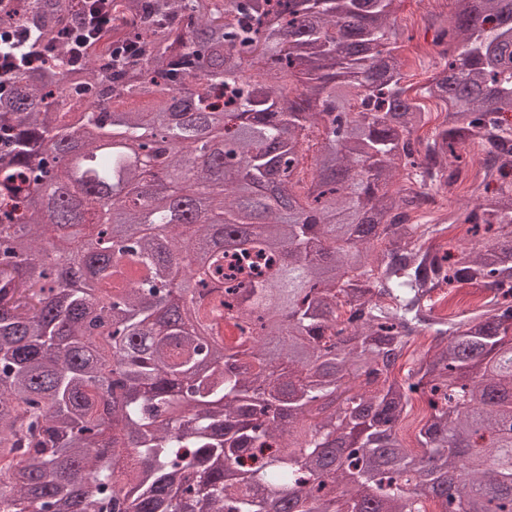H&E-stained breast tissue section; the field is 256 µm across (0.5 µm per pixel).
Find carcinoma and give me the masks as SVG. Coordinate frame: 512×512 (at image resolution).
<instances>
[{
    "instance_id": "1",
    "label": "carcinoma",
    "mask_w": 512,
    "mask_h": 512,
    "mask_svg": "<svg viewBox=\"0 0 512 512\" xmlns=\"http://www.w3.org/2000/svg\"><path fill=\"white\" fill-rule=\"evenodd\" d=\"M456 4L423 143L395 0H0V36L43 52L0 95V512H512V399L489 401L512 391V0ZM474 141L497 187L460 217L497 229L450 263L410 212ZM142 153L185 195L147 194ZM43 190L61 245L87 232L55 270ZM461 283L487 309L433 317Z\"/></svg>"
}]
</instances>
